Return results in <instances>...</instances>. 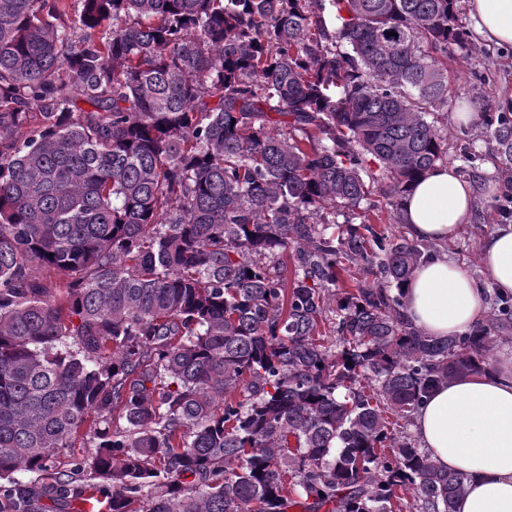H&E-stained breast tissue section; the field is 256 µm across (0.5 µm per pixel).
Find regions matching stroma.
Wrapping results in <instances>:
<instances>
[{
    "mask_svg": "<svg viewBox=\"0 0 512 512\" xmlns=\"http://www.w3.org/2000/svg\"><path fill=\"white\" fill-rule=\"evenodd\" d=\"M469 41V50L455 46L448 49V70L454 92L448 100L447 144L449 165L472 184L475 202L470 223L463 225L444 249L476 277L480 274L478 243L503 221L499 205L505 195L512 193V170L503 168L489 133L476 121L457 122L455 115L478 107L505 111L507 100L512 99V49L488 48L474 35ZM464 149L474 153L473 162L459 161Z\"/></svg>",
    "mask_w": 512,
    "mask_h": 512,
    "instance_id": "35a3bbf8",
    "label": "stroma"
}]
</instances>
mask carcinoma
<instances>
[{"label": "carcinoma", "mask_w": 512, "mask_h": 512, "mask_svg": "<svg viewBox=\"0 0 512 512\" xmlns=\"http://www.w3.org/2000/svg\"><path fill=\"white\" fill-rule=\"evenodd\" d=\"M461 14L0 0V480L15 512L95 494L109 512H402L406 495L410 512H454L466 475L408 428L435 387L491 365L512 300L427 336L404 286L430 247L326 210L355 211L374 184L401 223L411 183L447 163ZM478 123L511 165L512 120ZM81 430L95 452L57 469Z\"/></svg>", "instance_id": "cac0c4a2"}]
</instances>
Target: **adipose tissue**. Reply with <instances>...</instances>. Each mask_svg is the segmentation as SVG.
I'll return each instance as SVG.
<instances>
[{
    "label": "adipose tissue",
    "instance_id": "ef3b65f1",
    "mask_svg": "<svg viewBox=\"0 0 512 512\" xmlns=\"http://www.w3.org/2000/svg\"><path fill=\"white\" fill-rule=\"evenodd\" d=\"M472 29L486 44L512 47V0H468ZM471 185L439 165L414 185L404 222L418 241L445 243L469 223ZM482 276L474 278L446 253L425 256L405 293L407 320L433 337L455 336L481 324L487 292L512 297V224H499L479 244ZM420 445L443 468L464 473L467 490L456 512H512V349L490 372L440 384L413 426Z\"/></svg>",
    "mask_w": 512,
    "mask_h": 512
}]
</instances>
